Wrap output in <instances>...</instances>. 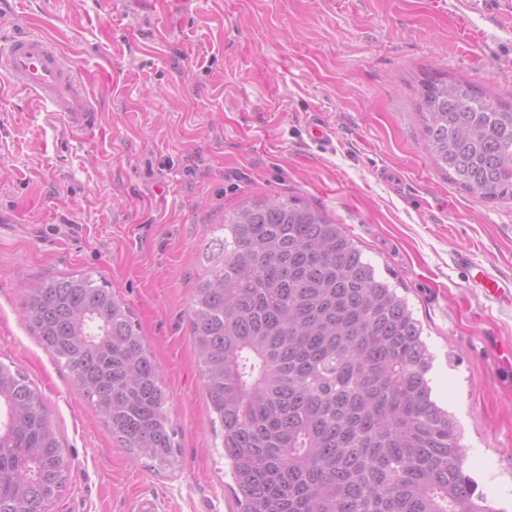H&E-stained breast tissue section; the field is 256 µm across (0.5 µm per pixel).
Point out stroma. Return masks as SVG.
<instances>
[{
  "label": "stroma",
  "mask_w": 512,
  "mask_h": 512,
  "mask_svg": "<svg viewBox=\"0 0 512 512\" xmlns=\"http://www.w3.org/2000/svg\"><path fill=\"white\" fill-rule=\"evenodd\" d=\"M18 32L76 61L99 114L71 131L0 72V362L37 388L70 462L47 512H241L190 310L211 225L259 193L323 208L406 297L464 469L512 512V304L468 281L473 265L512 278V201L449 183L418 116L430 69L512 100L507 0H0V50ZM80 274L129 307L158 364L170 466L133 461L27 328L26 292Z\"/></svg>",
  "instance_id": "obj_1"
}]
</instances>
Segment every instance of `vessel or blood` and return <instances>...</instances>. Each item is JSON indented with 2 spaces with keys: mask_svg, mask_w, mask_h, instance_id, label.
<instances>
[{
  "mask_svg": "<svg viewBox=\"0 0 512 512\" xmlns=\"http://www.w3.org/2000/svg\"><path fill=\"white\" fill-rule=\"evenodd\" d=\"M0 69L8 72L17 87L42 100L72 130L84 132L96 126L98 115L72 62L49 38L14 37L6 54L0 56ZM471 281L473 287L497 299L512 290V283L480 272Z\"/></svg>",
  "mask_w": 512,
  "mask_h": 512,
  "instance_id": "obj_1",
  "label": "vessel or blood"
}]
</instances>
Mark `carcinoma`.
<instances>
[{"label": "carcinoma", "mask_w": 512, "mask_h": 512, "mask_svg": "<svg viewBox=\"0 0 512 512\" xmlns=\"http://www.w3.org/2000/svg\"><path fill=\"white\" fill-rule=\"evenodd\" d=\"M419 117L437 170L474 197L512 199V102L430 73ZM199 264L192 339L242 512H504L464 472L421 322L342 225L258 195L212 226ZM23 311L112 435L171 464L158 365L112 290L52 277ZM67 472L40 396L0 363V512H39Z\"/></svg>", "instance_id": "cac0c4a2"}]
</instances>
